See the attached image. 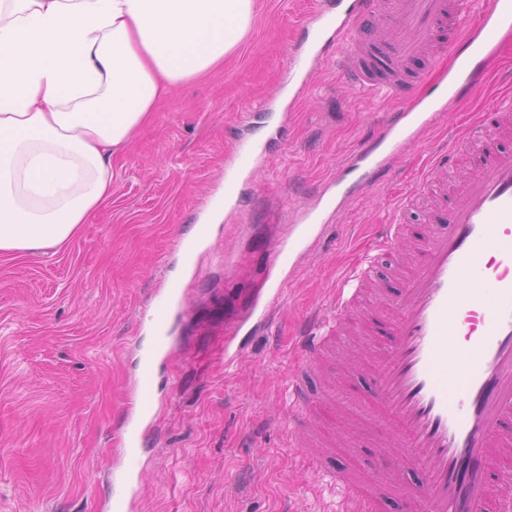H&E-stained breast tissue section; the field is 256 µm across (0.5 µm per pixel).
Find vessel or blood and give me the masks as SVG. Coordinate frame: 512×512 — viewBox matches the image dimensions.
Masks as SVG:
<instances>
[{
	"mask_svg": "<svg viewBox=\"0 0 512 512\" xmlns=\"http://www.w3.org/2000/svg\"><path fill=\"white\" fill-rule=\"evenodd\" d=\"M385 25H377L378 17ZM303 41L290 54L288 105L296 107L310 86L312 68L337 58L355 88L397 100L376 136L357 151L317 199L301 208L268 261L269 286L256 296L232 335L268 329L289 276L319 241L326 213L339 212V197L366 189L391 171L404 145L432 126L442 104L461 102L481 84L482 64L512 34V0H316L302 26ZM421 61L413 69V61ZM284 112H248V134L224 159V187L210 207H232L243 176L265 160L267 143L256 129L287 123ZM475 156L465 179L446 190L429 213L420 237L406 235L405 219L430 187L440 186L450 164ZM400 223L381 225L374 253L334 289L329 311L307 315L295 338L296 364L288 384L289 416L298 422L291 447L306 449L322 471L318 442L327 433L356 441L378 425L386 485L403 471L420 474L409 489L408 512H512V103L493 106L465 125L448 149L434 154L398 205ZM200 224L182 243L185 269L211 239ZM401 266L403 280L390 303L383 336L372 339L365 365L373 386L369 412L344 408L335 394L311 397L305 385L320 375L324 351L336 333L365 331L364 282L383 264ZM186 299L180 281L156 289L141 324L131 378L132 407L114 434L119 461L112 469L111 512H134L144 470L142 451L158 412L162 366L176 352L174 322ZM343 487L342 512H379L367 489Z\"/></svg>",
	"mask_w": 512,
	"mask_h": 512,
	"instance_id": "obj_1",
	"label": "vessel or blood"
}]
</instances>
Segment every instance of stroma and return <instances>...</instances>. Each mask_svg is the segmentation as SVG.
<instances>
[{"instance_id":"stroma-1","label":"stroma","mask_w":512,"mask_h":512,"mask_svg":"<svg viewBox=\"0 0 512 512\" xmlns=\"http://www.w3.org/2000/svg\"><path fill=\"white\" fill-rule=\"evenodd\" d=\"M250 38L223 68L176 90L112 159V195L68 244L40 256L0 255V512H106L113 433L129 406L132 347L163 282L182 277L187 308L160 411L145 446L138 512H337L341 498L288 444L292 339L299 318L331 296L338 278L388 223L419 162L455 134L464 115L490 105L512 68V40L493 78L404 154L397 168L349 201L303 259L271 331L246 337L225 368L224 340L296 209L376 132L392 101L360 92L337 60L316 70L284 132L269 129L266 162L242 185L237 210L183 273L176 253L224 182V157L259 103L277 111L288 92V55L314 0H257ZM355 343L337 347L322 380L341 396ZM376 448L330 447L326 467L370 484Z\"/></svg>"}]
</instances>
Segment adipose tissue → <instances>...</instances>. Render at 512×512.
Instances as JSON below:
<instances>
[{
  "mask_svg": "<svg viewBox=\"0 0 512 512\" xmlns=\"http://www.w3.org/2000/svg\"><path fill=\"white\" fill-rule=\"evenodd\" d=\"M257 0H0V254L70 242L112 156L162 99L223 65Z\"/></svg>",
  "mask_w": 512,
  "mask_h": 512,
  "instance_id": "1",
  "label": "adipose tissue"
}]
</instances>
